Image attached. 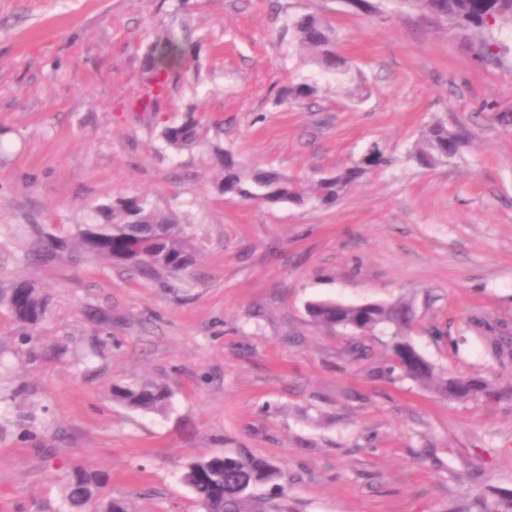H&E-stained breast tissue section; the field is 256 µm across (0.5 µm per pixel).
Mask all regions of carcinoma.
Segmentation results:
<instances>
[{
  "label": "carcinoma",
  "instance_id": "obj_1",
  "mask_svg": "<svg viewBox=\"0 0 512 512\" xmlns=\"http://www.w3.org/2000/svg\"><path fill=\"white\" fill-rule=\"evenodd\" d=\"M401 9L418 10L440 22H451L467 30L477 46V55L488 60L496 56L495 29L512 25V0H392ZM284 31L309 55V61L336 78H347L352 67L336 51L330 23L305 14L288 20ZM195 45L186 35L170 29L147 46L152 79L163 89L172 73L193 58ZM318 92L307 80L281 88L280 98L307 99ZM166 147L192 148L204 138L203 127L189 109L181 122L166 125L160 132ZM466 130L448 129L435 120L421 132L406 161L422 168L447 165L457 158L467 143ZM220 171L217 187L229 197H240L269 206H330L370 171L394 166L397 159L378 142H373L350 167L317 178L302 189L297 182L267 168L250 166L230 151L213 148ZM30 254L41 261H53L74 253L96 259L109 267L166 283L179 279L197 261L199 246L188 224L159 211L146 201L130 198L102 205L91 224H79L70 236H56L41 224L27 228ZM6 312L22 336L34 335L47 318L49 295L31 278L0 284V308ZM308 321L334 334L372 336L378 330L391 333L393 360L402 374L417 385L430 389L448 401H469L504 394L480 376L448 373L437 368L409 340L414 320L411 305L393 303L350 305L335 300H314L306 305ZM110 398L129 409L164 414L171 406L172 390L163 382L116 379ZM71 512H129L127 501L109 494V476L103 471L76 466L60 478ZM182 481L192 490L203 512H291L288 507L286 473L272 460L248 451L222 456L202 454L185 462Z\"/></svg>",
  "mask_w": 512,
  "mask_h": 512
}]
</instances>
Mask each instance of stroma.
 I'll return each mask as SVG.
<instances>
[{"instance_id": "obj_1", "label": "stroma", "mask_w": 512, "mask_h": 512, "mask_svg": "<svg viewBox=\"0 0 512 512\" xmlns=\"http://www.w3.org/2000/svg\"><path fill=\"white\" fill-rule=\"evenodd\" d=\"M314 13L336 30L361 97L282 35ZM197 42L155 115L147 45ZM499 59L418 11L344 0H0V276L36 279L46 321L24 340L0 310V512H67L59 476L105 471L131 512H201L191 457L230 449L276 461L293 512H478L512 490V400L449 402L377 379L389 337L308 322L307 302L411 303L410 338L438 367L512 388V30ZM314 99L283 101L288 81ZM195 109L244 161L307 181L371 142L396 157L337 204L274 206L221 194L208 145L174 151L164 126ZM469 136L451 164L404 156L434 118ZM128 198L192 225L201 250L177 289L96 261L26 259L23 229L73 232ZM107 309L101 329L87 308ZM173 392L164 414L112 402L113 378Z\"/></svg>"}]
</instances>
